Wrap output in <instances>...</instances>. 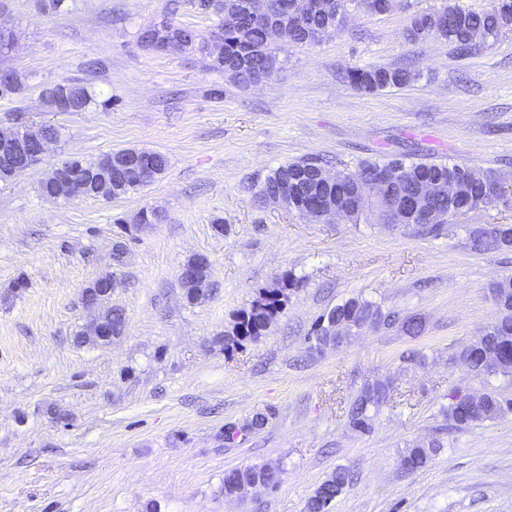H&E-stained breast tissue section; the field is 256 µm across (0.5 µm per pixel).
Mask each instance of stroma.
Instances as JSON below:
<instances>
[{"label":"stroma","instance_id":"stroma-1","mask_svg":"<svg viewBox=\"0 0 512 512\" xmlns=\"http://www.w3.org/2000/svg\"><path fill=\"white\" fill-rule=\"evenodd\" d=\"M490 3L350 12L341 33L283 46L272 80L241 87L197 53L140 46L138 27L172 0H66L58 14L8 0L0 29L14 44L0 69L25 90L0 98V128L20 117L62 135L0 186V512H307L339 467L355 477L331 512H512V413L453 431L443 413L455 394L512 397L511 378L453 359L494 321L490 285L512 275V250L475 252L468 231L512 225V191L434 236L310 220L258 195L274 168L306 157L332 172L393 154L442 160L512 184V29L470 55L405 33L416 13ZM397 66L417 74L402 89L366 93L346 78ZM64 78L95 105L55 111L44 92ZM127 148L162 153L168 167L111 201L41 195L70 153ZM144 210L158 221L138 224ZM196 254L210 261L211 292L192 304L178 275ZM287 274L298 284L282 313L234 345L237 316ZM105 275L124 333L76 345L92 317L83 291ZM351 298L424 329L368 325L309 355L313 324ZM367 384L386 396L362 432L346 409ZM436 438L426 466L406 470L407 449ZM263 465L283 469L277 488L225 498V471Z\"/></svg>","mask_w":512,"mask_h":512}]
</instances>
